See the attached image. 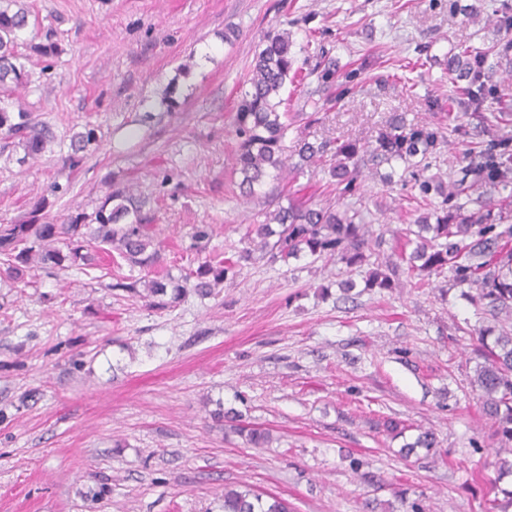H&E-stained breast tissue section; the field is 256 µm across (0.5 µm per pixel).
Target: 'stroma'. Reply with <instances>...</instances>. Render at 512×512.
Here are the masks:
<instances>
[{
    "mask_svg": "<svg viewBox=\"0 0 512 512\" xmlns=\"http://www.w3.org/2000/svg\"><path fill=\"white\" fill-rule=\"evenodd\" d=\"M24 44L57 42L51 64L25 61L28 84L0 104L32 112L52 140L20 162L0 148V221L94 215L113 185L146 201L158 260L100 262L87 272L0 274V512H223L224 489L248 485L295 512H488L512 490L500 439L473 385L482 321L445 278L418 286L396 232L420 199L410 174L384 183L364 167L348 198L374 259L395 286L367 291L363 269L254 253L233 283L157 310L120 282L171 272L208 252L236 258L249 225L289 193L337 203L322 165L287 174L267 196H242L231 116L256 45L292 35L304 91L285 86L289 144L365 143L393 113L436 131L428 175L444 180L462 150L448 131L455 89L443 59L497 39L512 0H481L472 20L450 0H26ZM340 76L320 89L326 61ZM98 142L69 164L85 127ZM59 185L49 194L50 185ZM358 286L344 294L338 280ZM268 430L262 448L213 419L217 406ZM404 424L393 436L386 420ZM432 450L404 454L421 432ZM106 486L103 500L89 489Z\"/></svg>",
    "mask_w": 512,
    "mask_h": 512,
    "instance_id": "35a3bbf8",
    "label": "stroma"
}]
</instances>
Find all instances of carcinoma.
<instances>
[{"mask_svg": "<svg viewBox=\"0 0 512 512\" xmlns=\"http://www.w3.org/2000/svg\"><path fill=\"white\" fill-rule=\"evenodd\" d=\"M28 10L22 0H0V89L26 83L28 74L20 62L18 40L27 24ZM289 32L268 35L258 46L251 63L250 77L240 89L232 115L237 142L233 153V171L239 176L240 192L253 197L265 186L277 181L284 172L330 158L327 174L339 187L342 198L357 192V163L360 153L379 164L403 163L412 169L422 200L435 194L441 201L415 224V244L406 261L423 278L450 273V286H467L474 294L462 293L488 325L479 329L478 364L473 380L483 395L485 415L494 433L512 443V327L502 322L512 317V207L496 205L480 192L506 193L512 200V137L493 135L499 124L501 100L493 84L494 74L502 66H512V39L489 49L464 47L448 51V70L461 88L457 103L463 122L454 133L465 143L457 164L448 170V188L442 189L422 177V161L435 142L436 132L406 122L393 114L387 128L375 141L359 148L340 143L330 149L326 141L303 140L288 149V113L279 111L281 91L286 83L300 80ZM0 134L9 144L36 157L50 142L49 131L23 109L12 112L0 107ZM97 141L96 130L85 127L76 135L73 155L85 151ZM298 161L289 164L293 157ZM421 160H416V157ZM45 203L33 210L27 224H0V265L23 280L24 268L32 261L48 271L85 270L94 260V251L109 246L118 257L132 266L147 267L158 258L154 246V227L142 222L143 200L129 187H115L94 214V223L74 216L65 224L39 222ZM279 229H274L273 225ZM364 223L360 213L349 209L342 213L332 206L313 208L288 202L267 216L264 224H253L247 232L249 247L239 252L238 260H206L196 269L178 278L166 276L140 282L133 280L120 287L157 309L178 302L188 290L201 296L236 277L239 262L250 259L253 251H269L272 257L287 259L302 252L328 258L348 267L368 262L364 253ZM367 288H390L391 277L380 267L367 271ZM233 430L254 446L269 441V433L258 428L235 425ZM224 512H294L288 500L270 496L263 499L252 489H224Z\"/></svg>", "mask_w": 512, "mask_h": 512, "instance_id": "cac0c4a2", "label": "carcinoma"}]
</instances>
